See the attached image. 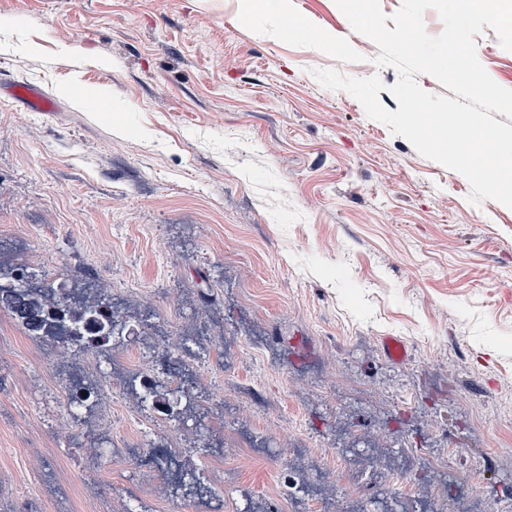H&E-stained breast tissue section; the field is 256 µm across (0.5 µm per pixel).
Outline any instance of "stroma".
<instances>
[{
    "instance_id": "stroma-1",
    "label": "stroma",
    "mask_w": 512,
    "mask_h": 512,
    "mask_svg": "<svg viewBox=\"0 0 512 512\" xmlns=\"http://www.w3.org/2000/svg\"><path fill=\"white\" fill-rule=\"evenodd\" d=\"M290 9L294 36L275 0L248 19L242 0H0V251L53 288L94 282L123 329L112 352L155 388L187 329L219 325L191 402L155 437L201 466L223 449L218 512H288L289 475L315 489L308 512H459L443 478L406 470L433 452L480 512H512V207L470 203L462 174L318 81L376 74L399 108L397 70L335 0ZM475 41L512 90V51L490 28ZM17 81L56 111H27ZM68 355L33 350L0 305V512H53L52 473L70 512H92L93 481L154 487V512H207L84 451ZM103 402V449L156 419L117 387ZM241 432L260 453L236 448Z\"/></svg>"
}]
</instances>
